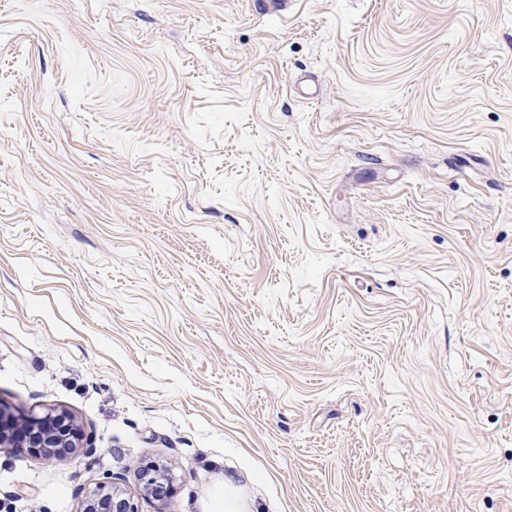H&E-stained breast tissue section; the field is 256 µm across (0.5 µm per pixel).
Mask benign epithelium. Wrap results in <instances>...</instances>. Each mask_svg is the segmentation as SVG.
Instances as JSON below:
<instances>
[{
  "mask_svg": "<svg viewBox=\"0 0 512 512\" xmlns=\"http://www.w3.org/2000/svg\"><path fill=\"white\" fill-rule=\"evenodd\" d=\"M25 435L17 437L0 429L1 448H30L45 459L71 455L77 450L73 421L64 412L48 411L24 418ZM83 512H136L134 503L122 496L112 482H101L86 497Z\"/></svg>",
  "mask_w": 512,
  "mask_h": 512,
  "instance_id": "1",
  "label": "benign epithelium"
}]
</instances>
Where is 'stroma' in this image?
<instances>
[{
    "mask_svg": "<svg viewBox=\"0 0 512 512\" xmlns=\"http://www.w3.org/2000/svg\"><path fill=\"white\" fill-rule=\"evenodd\" d=\"M49 407L0 512H512V0H0V412ZM25 437H17L0 429L1 448H30L38 450L45 459L60 458L77 450L73 421L64 412L49 410L43 415L23 417ZM112 485V481L101 482L86 497L83 512H136L130 498Z\"/></svg>",
    "mask_w": 512,
    "mask_h": 512,
    "instance_id": "stroma-1",
    "label": "stroma"
}]
</instances>
